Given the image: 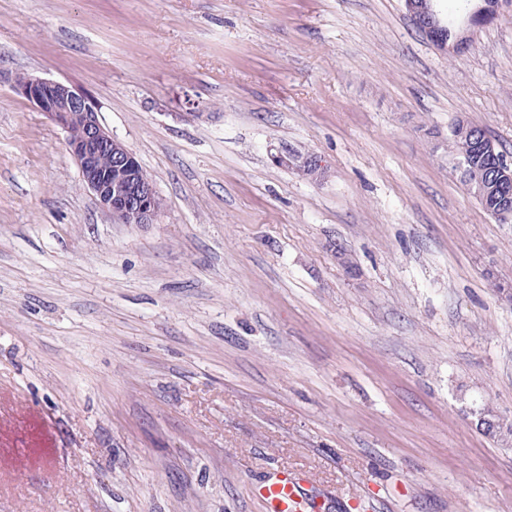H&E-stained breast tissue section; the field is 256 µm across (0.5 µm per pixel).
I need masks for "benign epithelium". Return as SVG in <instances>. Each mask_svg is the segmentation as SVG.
<instances>
[{"instance_id": "7a95c632", "label": "benign epithelium", "mask_w": 512, "mask_h": 512, "mask_svg": "<svg viewBox=\"0 0 512 512\" xmlns=\"http://www.w3.org/2000/svg\"><path fill=\"white\" fill-rule=\"evenodd\" d=\"M468 15L473 27L486 25L500 16L506 0H474ZM406 11L419 30L440 50L457 53L470 41L469 30L457 29L456 41L448 44V24L438 0H404ZM15 91L40 111L64 134L67 150L76 161L82 183L100 206L121 224H153L162 209L154 183L142 174L135 155L112 137L99 120V112L88 94L68 82L31 75L14 79ZM480 151L489 161L480 175L465 158L455 162L460 180L472 193H493L501 202L498 216L512 219V165L499 161V151L487 136L481 138ZM275 164L294 169L309 177L320 174L321 164L314 156L293 150L272 157Z\"/></svg>"}]
</instances>
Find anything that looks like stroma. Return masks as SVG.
I'll return each mask as SVG.
<instances>
[{
	"instance_id": "35a3bbf8",
	"label": "stroma",
	"mask_w": 512,
	"mask_h": 512,
	"mask_svg": "<svg viewBox=\"0 0 512 512\" xmlns=\"http://www.w3.org/2000/svg\"><path fill=\"white\" fill-rule=\"evenodd\" d=\"M88 91L163 208L120 224L13 77ZM512 8L443 53L403 0H0V512H512ZM312 154L309 179L276 165ZM480 142L482 156L489 161V167L484 174L479 175L475 172L466 158L456 160L455 169L460 173V180L471 193L479 195L489 191L497 196L501 202L498 216L504 219V222H509L512 213L511 164L499 161L500 153L487 135L481 138ZM272 160L276 165L295 169L309 177H317L321 170V164L317 157L304 156L290 149L279 152L272 157ZM302 486L295 480L269 478L256 489L265 512H300L304 500Z\"/></svg>"
}]
</instances>
